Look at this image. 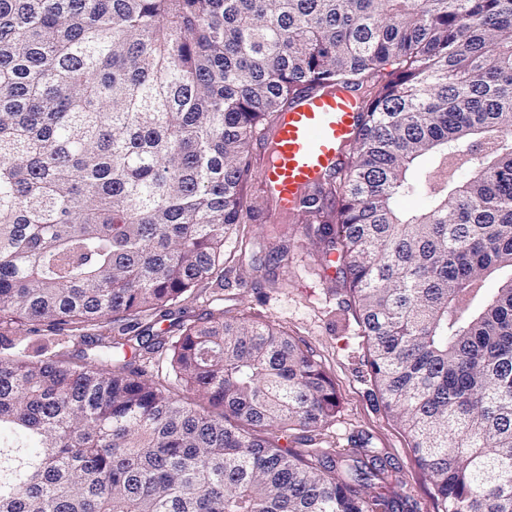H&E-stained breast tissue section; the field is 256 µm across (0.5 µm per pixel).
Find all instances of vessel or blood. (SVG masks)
<instances>
[{
    "label": "vessel or blood",
    "mask_w": 512,
    "mask_h": 512,
    "mask_svg": "<svg viewBox=\"0 0 512 512\" xmlns=\"http://www.w3.org/2000/svg\"><path fill=\"white\" fill-rule=\"evenodd\" d=\"M359 101L348 91L304 93L263 139V188L271 202L265 219H292L307 195L334 173L359 121Z\"/></svg>",
    "instance_id": "vessel-or-blood-1"
}]
</instances>
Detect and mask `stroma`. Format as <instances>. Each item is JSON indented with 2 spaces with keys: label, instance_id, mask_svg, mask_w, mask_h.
I'll use <instances>...</instances> for the list:
<instances>
[{
  "label": "stroma",
  "instance_id": "obj_1",
  "mask_svg": "<svg viewBox=\"0 0 512 512\" xmlns=\"http://www.w3.org/2000/svg\"><path fill=\"white\" fill-rule=\"evenodd\" d=\"M256 216L238 225L224 245V274L180 304L186 318L212 309L275 324L307 349L333 382L335 420L321 438L324 451L350 448L380 456L408 512H434L429 485L416 467L410 442L377 397L366 342L346 290L326 270L325 258L303 229L272 226L258 189L248 197Z\"/></svg>",
  "mask_w": 512,
  "mask_h": 512
}]
</instances>
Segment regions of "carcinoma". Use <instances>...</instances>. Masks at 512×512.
<instances>
[{"mask_svg":"<svg viewBox=\"0 0 512 512\" xmlns=\"http://www.w3.org/2000/svg\"><path fill=\"white\" fill-rule=\"evenodd\" d=\"M315 88L359 92L304 213L378 398L436 512H512V0H0V349L52 352L0 355V512H400L379 456L314 448L336 389L273 325L170 320L191 403L143 369Z\"/></svg>","mask_w":512,"mask_h":512,"instance_id":"cac0c4a2","label":"carcinoma"}]
</instances>
